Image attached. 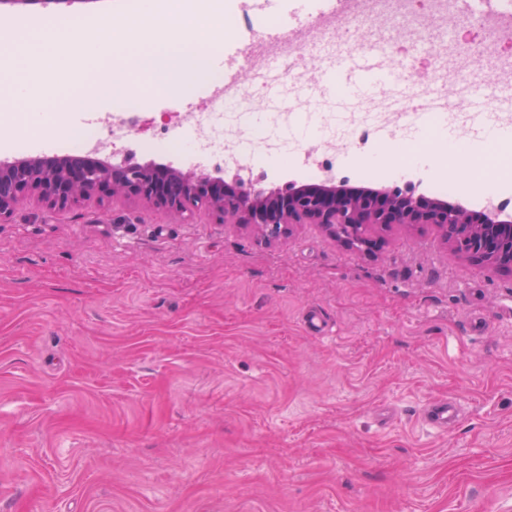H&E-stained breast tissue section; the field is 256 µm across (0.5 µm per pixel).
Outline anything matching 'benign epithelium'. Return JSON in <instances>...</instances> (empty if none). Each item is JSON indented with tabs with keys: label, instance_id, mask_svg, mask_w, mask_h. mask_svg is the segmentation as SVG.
<instances>
[{
	"label": "benign epithelium",
	"instance_id": "obj_1",
	"mask_svg": "<svg viewBox=\"0 0 512 512\" xmlns=\"http://www.w3.org/2000/svg\"><path fill=\"white\" fill-rule=\"evenodd\" d=\"M35 193L42 205L64 210L81 201L133 200L163 209L185 221L204 213L218 224H244L266 243L295 224H317L347 249L372 253L380 241L374 226L431 224L450 249L488 269L512 272V232L500 210L490 206L473 215L463 206L394 190L345 194L334 186L307 185L265 192L243 178L226 185L156 163L110 165L101 159H26L0 174V223L12 221L20 199Z\"/></svg>",
	"mask_w": 512,
	"mask_h": 512
}]
</instances>
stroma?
Here are the masks:
<instances>
[{
	"mask_svg": "<svg viewBox=\"0 0 512 512\" xmlns=\"http://www.w3.org/2000/svg\"><path fill=\"white\" fill-rule=\"evenodd\" d=\"M135 0L33 6L126 20ZM167 93L137 102L138 162L212 174L173 140ZM290 146L263 189L317 178ZM481 212L437 144L396 164L337 151V180ZM349 250L318 225L273 243L241 224L25 195L0 223V512H512V273L451 253L431 225ZM322 315L328 333L304 317ZM445 398L448 431L422 418Z\"/></svg>",
	"mask_w": 512,
	"mask_h": 512,
	"instance_id": "1",
	"label": "stroma"
}]
</instances>
